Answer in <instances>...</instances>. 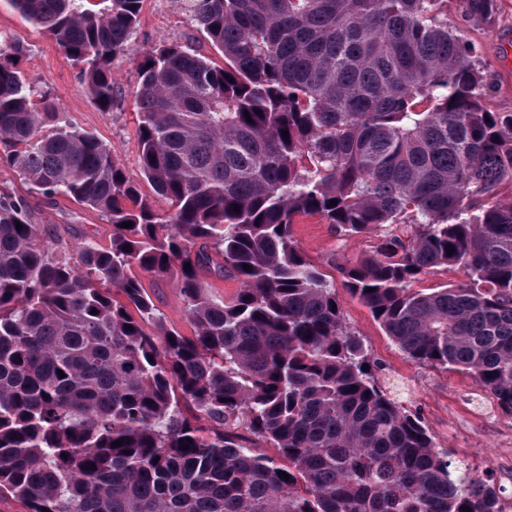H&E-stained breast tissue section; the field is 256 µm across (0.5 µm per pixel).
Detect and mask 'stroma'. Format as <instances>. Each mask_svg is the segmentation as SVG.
<instances>
[{"instance_id":"1","label":"stroma","mask_w":512,"mask_h":512,"mask_svg":"<svg viewBox=\"0 0 512 512\" xmlns=\"http://www.w3.org/2000/svg\"><path fill=\"white\" fill-rule=\"evenodd\" d=\"M472 38L479 47L486 79L492 86L490 109L512 112V0H501L495 23L474 32ZM163 41L191 43L209 58L219 57L191 22L183 0H143L132 45L139 50L149 49ZM1 45L17 50L19 65L27 77L49 93L72 124L105 142L127 174L138 180L141 192L153 197L152 187L140 179L136 108L139 78L134 56L122 54L113 61L115 97L111 110L105 112L55 41L23 18L10 0H0ZM2 185L27 194L34 223L69 224L77 235L108 244L111 227L99 212L66 199L54 206L47 205L41 197L28 195L12 168L0 163ZM292 231L308 258L339 288L345 323L363 340L370 358L379 364L381 384L408 394V408L421 416L437 448L452 464L466 465L474 476L494 487L500 501L512 500V478H503L500 473L502 459L512 456V417L502 414L494 402L486 399L471 375L423 366L408 359L385 335L368 308L343 291L341 267L369 255L376 237L339 235L316 215L296 217Z\"/></svg>"}]
</instances>
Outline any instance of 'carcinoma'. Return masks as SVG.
I'll return each instance as SVG.
<instances>
[{
	"instance_id": "1",
	"label": "carcinoma",
	"mask_w": 512,
	"mask_h": 512,
	"mask_svg": "<svg viewBox=\"0 0 512 512\" xmlns=\"http://www.w3.org/2000/svg\"><path fill=\"white\" fill-rule=\"evenodd\" d=\"M184 2L223 65L191 44L132 50L142 0H13L105 111L112 61L134 53L140 174L169 209L0 48V161L112 228L72 248L0 188V496L27 512H500L381 387L292 234L301 214L374 234L341 268L347 292L407 358L469 373L512 417V112L487 106L475 42L448 0ZM458 3L472 30L498 14ZM438 268L463 280L411 288ZM143 275L176 288L191 335Z\"/></svg>"
}]
</instances>
